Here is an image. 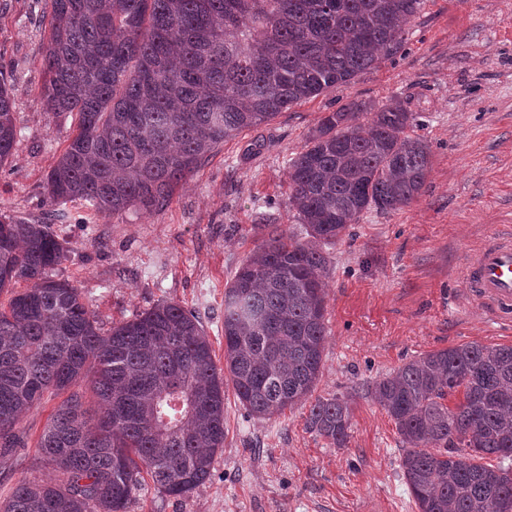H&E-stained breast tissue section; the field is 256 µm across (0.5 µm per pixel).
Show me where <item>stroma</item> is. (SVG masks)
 Listing matches in <instances>:
<instances>
[{
	"label": "stroma",
	"instance_id": "stroma-1",
	"mask_svg": "<svg viewBox=\"0 0 512 512\" xmlns=\"http://www.w3.org/2000/svg\"><path fill=\"white\" fill-rule=\"evenodd\" d=\"M32 2L0 0V70L15 77L19 133L0 164V214L49 225L69 250L52 278L80 289L102 329L177 301L201 321L219 366L225 287L273 230L302 231L288 205V161L322 117L350 102L395 99L413 113L410 133L432 152L423 192L408 207L363 213L328 250L315 393L348 399L345 446L307 428L308 405L260 419L229 393L210 479L179 500L146 485L129 512H418L400 467L401 438L371 389L434 350L512 345V324L468 302L462 280L465 253L512 225V0H424L396 52L224 141L164 208L104 216L67 203L62 221L46 178L76 120L46 109L45 35ZM62 402L45 395L20 419L23 447L0 457V501L19 480L48 476L38 441Z\"/></svg>",
	"mask_w": 512,
	"mask_h": 512
}]
</instances>
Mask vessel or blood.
<instances>
[{
    "label": "vessel or blood",
    "instance_id": "vessel-or-blood-1",
    "mask_svg": "<svg viewBox=\"0 0 512 512\" xmlns=\"http://www.w3.org/2000/svg\"><path fill=\"white\" fill-rule=\"evenodd\" d=\"M464 280L469 296L488 306L497 320L512 319V228L467 252Z\"/></svg>",
    "mask_w": 512,
    "mask_h": 512
}]
</instances>
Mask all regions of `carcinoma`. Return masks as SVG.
Here are the masks:
<instances>
[{"instance_id":"obj_1","label":"carcinoma","mask_w":512,"mask_h":512,"mask_svg":"<svg viewBox=\"0 0 512 512\" xmlns=\"http://www.w3.org/2000/svg\"><path fill=\"white\" fill-rule=\"evenodd\" d=\"M423 0H44L42 97L78 116L47 176L53 205L96 213L168 205L225 140L349 83L397 50ZM14 76L0 71V164L17 143ZM399 102L353 101L321 118L288 163V205L305 229L261 243L224 290V371L198 317L163 302L101 331L78 288L48 272L67 250L46 224L0 217V456L24 445L21 415L68 394L39 448L57 478L20 480L0 512H127L150 477L182 497L224 448V386L251 415L305 402L322 369L327 248L363 212L412 204L429 144ZM407 450L418 512L512 504V345L432 351L375 382ZM461 395L454 407L448 398ZM306 426L341 448L348 401L310 405ZM489 456L496 467L482 463Z\"/></svg>"}]
</instances>
